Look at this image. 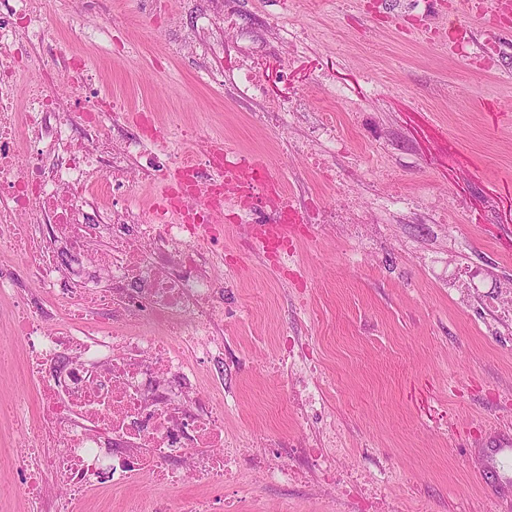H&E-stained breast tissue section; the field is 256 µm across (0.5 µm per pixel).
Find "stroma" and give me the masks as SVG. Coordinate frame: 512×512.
Instances as JSON below:
<instances>
[{"mask_svg": "<svg viewBox=\"0 0 512 512\" xmlns=\"http://www.w3.org/2000/svg\"><path fill=\"white\" fill-rule=\"evenodd\" d=\"M432 5L428 31L447 28L451 11L472 29L465 53L417 32V0H45L40 63L56 66L66 48L95 106L147 113V157L196 155L220 139L265 159L299 200L359 203L355 227L295 229L284 277L242 230L225 231L224 360L189 386L223 389L225 442L265 445L301 477L250 471L226 490L193 481L171 491L170 512L222 497L242 512H359L297 453L329 424L337 471L375 483L382 512H504L469 451L512 434V325L485 305L512 288V23L502 31L455 0ZM201 16L211 31L197 30ZM270 102L300 114L256 124ZM327 112L333 183L282 149ZM404 193L418 204L373 203ZM452 275L475 280L468 300L449 293ZM289 336L306 343L310 365L279 368ZM302 380L323 391L309 426L291 390ZM26 450L0 423V512H55L65 489L39 502L14 492ZM154 494L147 478L106 483L71 508L123 512L128 497Z\"/></svg>", "mask_w": 512, "mask_h": 512, "instance_id": "35a3bbf8", "label": "stroma"}]
</instances>
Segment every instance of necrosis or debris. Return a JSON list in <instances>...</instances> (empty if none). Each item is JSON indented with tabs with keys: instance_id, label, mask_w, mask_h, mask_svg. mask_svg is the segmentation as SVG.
I'll list each match as a JSON object with an SVG mask.
<instances>
[{
	"instance_id": "1",
	"label": "necrosis or debris",
	"mask_w": 512,
	"mask_h": 512,
	"mask_svg": "<svg viewBox=\"0 0 512 512\" xmlns=\"http://www.w3.org/2000/svg\"><path fill=\"white\" fill-rule=\"evenodd\" d=\"M43 20V0H10L0 10V247L21 254L33 283L71 315L69 327L49 329L51 313L28 309L14 277L0 273V299L18 309L13 333L27 346L38 395L37 414L24 397L8 408L17 434L38 451L19 461L20 490L38 499L51 481L78 499L103 480L117 487L146 475L166 491L179 483L167 469L174 458L183 475L220 487L238 484L248 467L297 479L262 449L244 457L225 445L221 396L170 386L224 353L223 289L214 272L224 265L225 225L243 224L258 254H287L293 198L275 191L265 202L268 220L247 223L249 203L204 177L219 159L205 164L188 155L143 166L141 129L121 125L118 112L88 109L71 119L57 93L69 69L37 67L25 78L15 69L24 33ZM23 78L29 88L21 98ZM21 138L31 146L24 157L14 148ZM290 149L335 181L329 118ZM136 178L157 188L164 219H147L126 198ZM100 191L111 193V203L97 201ZM103 436L123 455L103 460Z\"/></svg>"
}]
</instances>
